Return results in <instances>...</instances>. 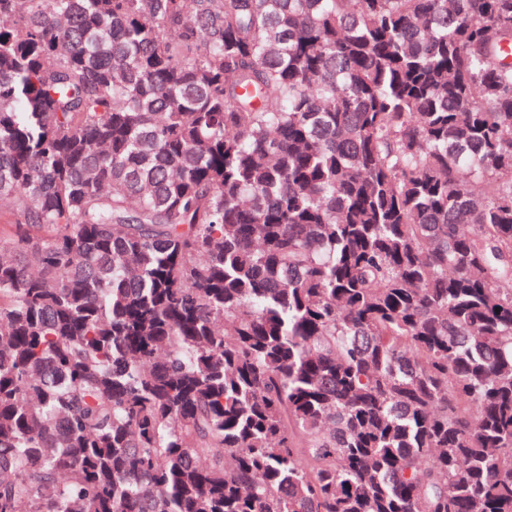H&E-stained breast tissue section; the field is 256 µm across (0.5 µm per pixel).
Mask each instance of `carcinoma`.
Instances as JSON below:
<instances>
[{"mask_svg":"<svg viewBox=\"0 0 512 512\" xmlns=\"http://www.w3.org/2000/svg\"><path fill=\"white\" fill-rule=\"evenodd\" d=\"M0 512H512V0H0Z\"/></svg>","mask_w":512,"mask_h":512,"instance_id":"obj_1","label":"carcinoma"}]
</instances>
